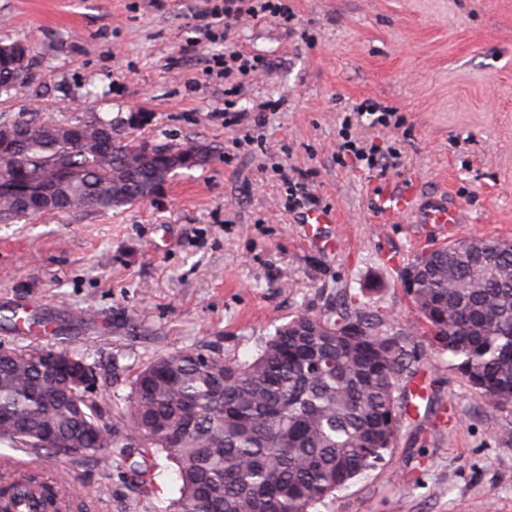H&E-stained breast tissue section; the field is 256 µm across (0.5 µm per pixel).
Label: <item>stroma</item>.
Listing matches in <instances>:
<instances>
[{
  "label": "stroma",
  "instance_id": "1",
  "mask_svg": "<svg viewBox=\"0 0 512 512\" xmlns=\"http://www.w3.org/2000/svg\"><path fill=\"white\" fill-rule=\"evenodd\" d=\"M284 2L291 30L244 18L228 40L199 44L189 20L204 0H0V42L24 44L33 72L0 95V121L139 110L151 120L131 140L209 149L158 197L0 224V348L89 353L90 397L122 407L149 361L187 348L251 361L277 327L347 292L406 333L426 401L383 460L316 512H512V401L487 402L422 333L407 334L416 315L401 272L439 240L415 214L386 224L375 207L393 189L441 198L463 217L449 242L512 241V0ZM237 49L268 62L237 109L278 107L228 127L226 82L207 68ZM366 99L398 119L350 129L398 154L383 177L340 148L344 116ZM281 167L307 174L309 199L289 203ZM321 211L336 218L323 230L332 250L308 238L305 218ZM15 314L52 330L16 326ZM1 455L63 479L78 512H163L179 496L162 454L146 489L119 448L107 471L4 442Z\"/></svg>",
  "mask_w": 512,
  "mask_h": 512
}]
</instances>
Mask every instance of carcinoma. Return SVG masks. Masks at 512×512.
Returning <instances> with one entry per match:
<instances>
[{
  "instance_id": "1",
  "label": "carcinoma",
  "mask_w": 512,
  "mask_h": 512,
  "mask_svg": "<svg viewBox=\"0 0 512 512\" xmlns=\"http://www.w3.org/2000/svg\"><path fill=\"white\" fill-rule=\"evenodd\" d=\"M12 44L0 51V93L31 79ZM107 131L102 147L59 138L61 124L24 113L0 128L30 130L0 146V181L22 189L0 198L11 224L41 214L48 192L63 211L120 208L151 194L165 149L143 156L133 174V141L96 115L83 123ZM423 273L411 300L423 335L448 366L490 403L512 401V245L465 240L416 257ZM50 348L17 347L0 359V440L40 457L87 458L112 467L128 448L129 469L145 486L166 453L178 467L179 498L169 512H310L383 459L400 431V381L410 372L405 346L370 308L345 296L319 316L300 314L278 327L247 363L185 349L137 372L128 405L107 429L105 409L86 398ZM36 512H68L59 484L33 470L0 479V512L19 498Z\"/></svg>"
}]
</instances>
